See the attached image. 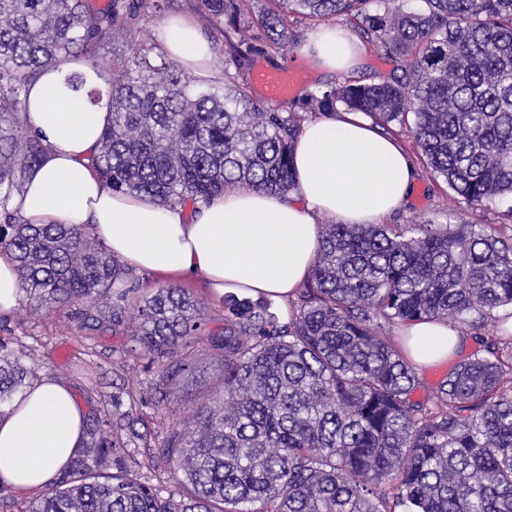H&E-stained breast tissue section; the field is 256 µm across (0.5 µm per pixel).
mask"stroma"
Instances as JSON below:
<instances>
[{
  "label": "stroma",
  "mask_w": 512,
  "mask_h": 512,
  "mask_svg": "<svg viewBox=\"0 0 512 512\" xmlns=\"http://www.w3.org/2000/svg\"><path fill=\"white\" fill-rule=\"evenodd\" d=\"M316 27L315 22L300 21L295 27L297 46L281 51L274 48L261 28H253L252 43L256 49V67L272 69L291 61L300 74L292 91L281 96L283 106H290L299 91H312L320 86L318 78L299 56V43L305 42ZM389 133L402 145L415 168V180L407 201L389 221L393 224H453L457 219L475 224L499 223L503 212L512 207V199H497L485 207L453 209L451 190L443 179L427 167L421 152L408 129L391 125ZM142 288L151 290L176 286L187 290L204 304V313L211 324L224 319L222 297L213 295L197 279H180L139 272ZM0 342L14 352L24 363H36L39 377H54L70 387L84 410L93 407H111L113 396L133 392L138 398L137 412L151 417L152 427L159 435L170 429L183 428L190 422L194 410L204 395L219 387L224 376V355L211 349L207 342H199L197 369L194 376L166 384L162 381V367L137 358L131 336L108 331H91L80 322L61 312L31 309L27 301H20L16 311L0 314Z\"/></svg>",
  "instance_id": "obj_1"
}]
</instances>
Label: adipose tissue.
I'll return each instance as SVG.
<instances>
[{
	"instance_id": "obj_1",
	"label": "adipose tissue",
	"mask_w": 512,
	"mask_h": 512,
	"mask_svg": "<svg viewBox=\"0 0 512 512\" xmlns=\"http://www.w3.org/2000/svg\"><path fill=\"white\" fill-rule=\"evenodd\" d=\"M164 51L197 76L213 75L212 56L188 19L158 23ZM321 72L360 62L350 34L325 24L300 51ZM100 85L96 69L78 58L43 68L27 95L28 120L45 153L13 205L28 224L90 226L128 266L203 279L212 292L238 291L288 304L307 281L325 216L340 224H379L406 200L414 169L400 144L355 112L304 122L295 142L297 193L283 196L245 186L183 207L112 191L90 159L108 121L105 106L90 105L64 82L67 73ZM399 343L417 368L463 350L458 330L422 319L403 323ZM84 412L71 391L46 377L26 389L0 419V485L28 494L52 484L81 444Z\"/></svg>"
}]
</instances>
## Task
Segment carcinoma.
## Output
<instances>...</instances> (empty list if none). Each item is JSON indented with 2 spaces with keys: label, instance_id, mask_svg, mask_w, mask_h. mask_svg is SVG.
Masks as SVG:
<instances>
[{
  "label": "carcinoma",
  "instance_id": "carcinoma-1",
  "mask_svg": "<svg viewBox=\"0 0 512 512\" xmlns=\"http://www.w3.org/2000/svg\"><path fill=\"white\" fill-rule=\"evenodd\" d=\"M162 0H0V251L16 262L22 291L55 311L75 302L82 325L112 331L126 320L168 380L196 372V343L224 352L221 390L206 395L190 425L171 430L163 455L183 490H164L126 460L153 457L148 420L98 410L83 449L24 512H512V336L483 333L512 307V208L499 224H325L291 318L270 303L224 300L219 332H205L201 304L182 288L146 293L87 226L25 224L10 206L44 147L28 123L25 89L48 64L83 56L101 69L108 95L65 84L110 122L91 165L125 194L162 207L196 204L246 185L298 190L293 146L310 112H361L409 128L432 171L470 208L512 197V0H265L257 22L273 46L294 42L288 17L343 16L386 55L404 61L379 82L352 79L306 95L302 112L256 98L241 72L251 45L243 0H201L224 25L217 67L231 87L194 90L174 63L150 56L127 18ZM128 31L109 63L97 46ZM429 318L475 343L432 395L386 328ZM35 370L0 356V415ZM142 429H137L136 425ZM133 450H128L129 445ZM112 467V474L101 470Z\"/></svg>",
  "mask_w": 512,
  "mask_h": 512
}]
</instances>
